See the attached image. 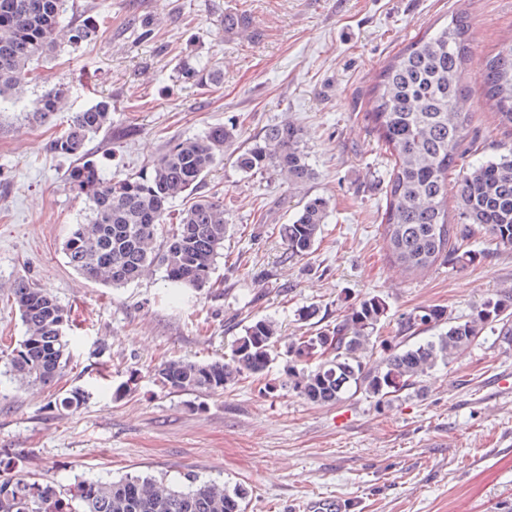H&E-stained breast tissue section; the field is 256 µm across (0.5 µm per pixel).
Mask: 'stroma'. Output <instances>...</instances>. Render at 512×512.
<instances>
[{
    "label": "stroma",
    "instance_id": "stroma-1",
    "mask_svg": "<svg viewBox=\"0 0 512 512\" xmlns=\"http://www.w3.org/2000/svg\"><path fill=\"white\" fill-rule=\"evenodd\" d=\"M101 20L95 41L51 52L35 65L29 95L58 85L66 109L47 123L0 117V349L26 327L7 290L18 278L49 289L69 312L71 359L57 382L24 386L0 364V475L30 473L67 487L78 480L186 472L245 488V512H303L313 498L354 512H501L512 504V347L486 331L420 387L376 405L358 392L314 405L288 387L289 342L335 324L348 306L377 295L388 305L377 333L395 335L401 314L437 306L468 317L483 299L512 290V249L476 235L474 261L408 275L383 248L380 213L388 155L364 120L381 67L423 34L465 12L471 52L469 160L512 146L475 90L487 56L512 39V0H74ZM249 29L225 32V14ZM154 19V41L137 22ZM220 63L224 82L176 81L185 55ZM112 102V125L87 152L105 176L145 168L169 144L236 123L226 151L245 149L288 120L304 133L314 176L291 186L246 174L230 158L198 193L224 201V256L210 287L188 303L165 299L161 272L122 288L86 280L67 263L70 225L89 215L64 184L68 160L49 149L70 113ZM328 203L307 256L284 258L279 225L308 199ZM318 314L305 321L301 310ZM274 320L282 340L263 375L224 393L174 390L157 369L172 358L224 359L253 318ZM77 410L60 408L73 388Z\"/></svg>",
    "mask_w": 512,
    "mask_h": 512
}]
</instances>
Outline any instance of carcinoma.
Wrapping results in <instances>:
<instances>
[{"label": "carcinoma", "mask_w": 512, "mask_h": 512, "mask_svg": "<svg viewBox=\"0 0 512 512\" xmlns=\"http://www.w3.org/2000/svg\"><path fill=\"white\" fill-rule=\"evenodd\" d=\"M67 0H0V112L20 109L24 120L44 123L61 111L66 90L53 87L25 101L32 65L60 46L79 48L94 40L98 22L87 16L64 21ZM470 22L458 13L434 34L409 44L377 74L368 93L365 120L390 155L382 215V241L389 261L408 274L424 273L450 262L465 268L474 259L468 249L477 231L497 246L512 249V149L498 156L466 161L460 146L471 122L470 91L462 75L469 57ZM178 81L217 86L218 69L199 67L182 58ZM477 82L496 110L501 127L512 132V41L486 58ZM112 125V103L101 100L71 114L65 131L50 149L75 161L66 174L69 190L85 197L89 219L70 226L63 244L68 264L84 278L121 288L139 281L153 268L165 274L173 303L210 285L224 250L227 221L224 201L201 196L172 217V200L200 186L224 158V148L237 136L232 125H216L203 135L174 144L146 172L124 179L103 175L87 158L88 139ZM244 173L273 172L297 185L313 175L303 146V133L290 121L268 126L238 153ZM454 176L455 219L448 215V180ZM328 203L306 201L295 218L280 225L288 258L313 249ZM176 220L166 239L163 224ZM26 326L18 347L1 355L9 371L27 385H50L70 356L65 329L69 314L51 292L26 279L9 291ZM387 314L386 301L363 298L348 307L343 319L320 336H301L288 345L294 364L289 388L313 404H335L362 390L379 404L390 403L402 390L419 383L439 366L467 349L486 329L512 344V292L478 304L472 314L452 321L443 308L419 307L403 314L398 334L420 329L439 333L412 345L375 346L373 332ZM275 322L254 319L226 360L169 359L159 369L162 383L174 390L219 393L243 375H261L280 342ZM380 349L370 365L366 356ZM317 358L319 363L309 366ZM88 392L74 388L60 405L80 408ZM245 489L232 490L192 472L174 486L154 475L118 481H79L58 489L41 477L15 474L0 480V512H243Z\"/></svg>", "instance_id": "1"}]
</instances>
